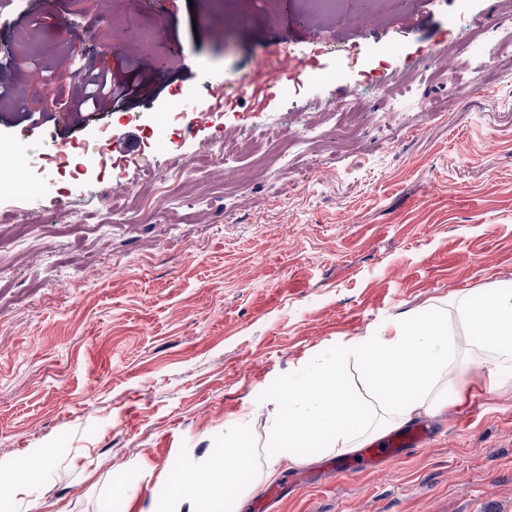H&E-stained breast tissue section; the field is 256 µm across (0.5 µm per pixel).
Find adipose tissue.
Instances as JSON below:
<instances>
[{"label":"adipose tissue","mask_w":512,"mask_h":512,"mask_svg":"<svg viewBox=\"0 0 512 512\" xmlns=\"http://www.w3.org/2000/svg\"><path fill=\"white\" fill-rule=\"evenodd\" d=\"M448 304L470 327L469 338L455 336L447 316L433 306L401 313L367 336L311 357L274 385L263 442L250 435V414L225 423L223 448L203 467L185 468L158 512H231L242 476L251 475L257 485L273 481L281 466L307 462L306 446L350 453L391 428L441 414L459 395L466 373L459 356L466 347L482 351L486 385L497 389L500 369L512 367V287L491 283L475 296H450ZM353 360L361 363L371 391L365 402L347 385ZM187 487L192 497H185Z\"/></svg>","instance_id":"adipose-tissue-1"}]
</instances>
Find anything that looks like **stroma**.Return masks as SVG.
<instances>
[{
  "instance_id": "obj_1",
  "label": "stroma",
  "mask_w": 512,
  "mask_h": 512,
  "mask_svg": "<svg viewBox=\"0 0 512 512\" xmlns=\"http://www.w3.org/2000/svg\"><path fill=\"white\" fill-rule=\"evenodd\" d=\"M0 0L13 98L0 100V503L8 512H150L185 464L252 410L264 438L272 383L324 348L451 293L512 286V0H403L384 25L322 17L331 51L318 80L211 113L195 133L138 111L106 131L123 162L62 175L26 167L27 110L47 139L73 122L59 65L107 68L152 88L155 51L168 113L197 72L234 79L264 53L274 0ZM245 18L228 27L225 12ZM138 34L128 37L129 27ZM471 55L455 51L470 34ZM358 61L336 80L335 49ZM440 50L432 60L431 50ZM395 82L402 109L370 96L349 120V89ZM320 126L288 157L284 118ZM247 132L261 153L225 162L216 142ZM212 151L185 177L172 157ZM85 206L73 223L70 212ZM425 417L437 436L385 474L339 477L340 454L283 468L273 512H512V371Z\"/></svg>"
}]
</instances>
